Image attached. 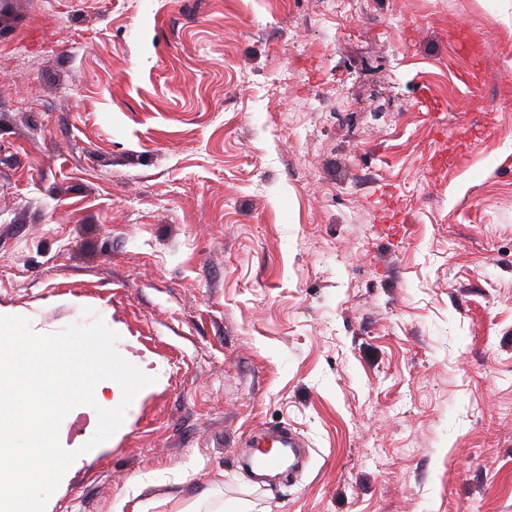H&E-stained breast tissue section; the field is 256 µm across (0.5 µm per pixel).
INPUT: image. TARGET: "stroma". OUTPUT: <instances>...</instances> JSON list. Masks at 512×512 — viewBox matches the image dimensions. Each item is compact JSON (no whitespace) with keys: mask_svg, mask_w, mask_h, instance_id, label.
I'll return each instance as SVG.
<instances>
[{"mask_svg":"<svg viewBox=\"0 0 512 512\" xmlns=\"http://www.w3.org/2000/svg\"><path fill=\"white\" fill-rule=\"evenodd\" d=\"M0 315L154 378L47 512H512V0H0ZM303 440L289 431L268 429L258 433L244 443L246 448H275L255 454L245 450L239 455L238 463L242 470L259 471L265 474H279L284 470L291 471L304 453ZM288 457V466L285 459Z\"/></svg>","mask_w":512,"mask_h":512,"instance_id":"35a3bbf8","label":"stroma"}]
</instances>
